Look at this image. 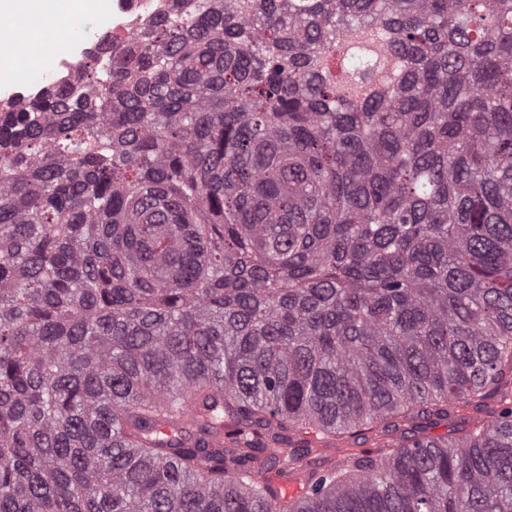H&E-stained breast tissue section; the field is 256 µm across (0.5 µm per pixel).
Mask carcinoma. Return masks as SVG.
Wrapping results in <instances>:
<instances>
[{"instance_id":"1","label":"carcinoma","mask_w":512,"mask_h":512,"mask_svg":"<svg viewBox=\"0 0 512 512\" xmlns=\"http://www.w3.org/2000/svg\"><path fill=\"white\" fill-rule=\"evenodd\" d=\"M172 2L0 109V512H512V0Z\"/></svg>"}]
</instances>
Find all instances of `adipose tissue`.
<instances>
[{
    "label": "adipose tissue",
    "instance_id": "1",
    "mask_svg": "<svg viewBox=\"0 0 512 512\" xmlns=\"http://www.w3.org/2000/svg\"><path fill=\"white\" fill-rule=\"evenodd\" d=\"M21 9L44 27L46 39L51 42L56 39L58 28L74 29L78 16L108 21L112 0H0V17L15 15Z\"/></svg>",
    "mask_w": 512,
    "mask_h": 512
}]
</instances>
